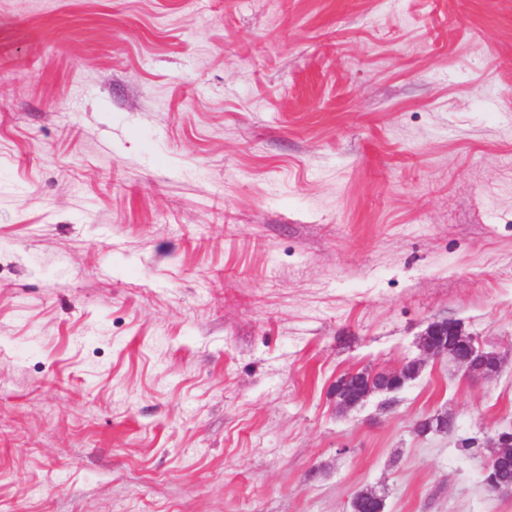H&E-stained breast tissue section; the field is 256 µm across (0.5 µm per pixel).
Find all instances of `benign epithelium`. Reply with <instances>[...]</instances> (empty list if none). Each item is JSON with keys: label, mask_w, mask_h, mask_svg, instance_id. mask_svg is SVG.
I'll return each mask as SVG.
<instances>
[{"label": "benign epithelium", "mask_w": 512, "mask_h": 512, "mask_svg": "<svg viewBox=\"0 0 512 512\" xmlns=\"http://www.w3.org/2000/svg\"><path fill=\"white\" fill-rule=\"evenodd\" d=\"M419 348L429 357H448L467 377L491 378L500 368V359L485 350L478 339L464 331L461 324L446 319L430 323L419 339ZM423 360H413L408 364L383 371V378L376 384H369L353 389L345 395L336 396V408L341 412L350 411L363 404L371 395L377 392H395L400 390L412 377L419 374ZM416 430L422 435L429 433H446L448 414L435 413L421 420ZM487 447L493 449V454L485 467V486L488 490L498 492L503 486L490 475L497 462L507 456H512V430L495 432L489 439Z\"/></svg>", "instance_id": "benign-epithelium-1"}]
</instances>
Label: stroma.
<instances>
[{"label": "stroma", "instance_id": "stroma-1", "mask_svg": "<svg viewBox=\"0 0 512 512\" xmlns=\"http://www.w3.org/2000/svg\"><path fill=\"white\" fill-rule=\"evenodd\" d=\"M510 428L512 0H0V512H512ZM419 348L425 356L448 357L467 377L491 378L500 368L495 353L486 351L459 322L448 319L431 322L419 339ZM422 366L423 360L418 359L398 368L383 370V378L378 383L357 387L345 395L336 394V408L347 412L363 404L374 393L398 391L411 377L419 374ZM487 448H493V454L488 460L485 467V480L484 484L486 488L493 492H499L500 490L511 489L510 487H503L493 478L490 474L491 470L494 469L497 462L507 456H512V430H503L495 432L489 439Z\"/></svg>", "mask_w": 512, "mask_h": 512}]
</instances>
